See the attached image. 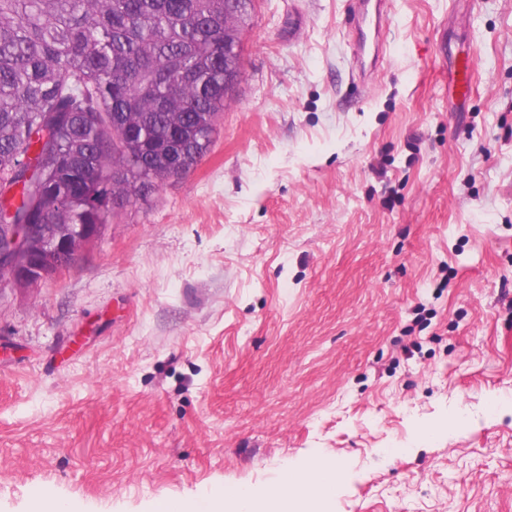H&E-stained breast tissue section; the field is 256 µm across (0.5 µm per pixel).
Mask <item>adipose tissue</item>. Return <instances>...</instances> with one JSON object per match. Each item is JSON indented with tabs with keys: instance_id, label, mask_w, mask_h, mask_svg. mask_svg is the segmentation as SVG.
I'll use <instances>...</instances> for the list:
<instances>
[{
	"instance_id": "ef3b65f1",
	"label": "adipose tissue",
	"mask_w": 512,
	"mask_h": 512,
	"mask_svg": "<svg viewBox=\"0 0 512 512\" xmlns=\"http://www.w3.org/2000/svg\"><path fill=\"white\" fill-rule=\"evenodd\" d=\"M343 482V472L330 460L316 457L306 467L284 471L281 486L258 497L241 487H220L193 498L171 501L173 512H288L299 507L306 489H316L321 501L332 499Z\"/></svg>"
}]
</instances>
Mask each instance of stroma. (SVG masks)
I'll use <instances>...</instances> for the list:
<instances>
[{
    "label": "stroma",
    "mask_w": 512,
    "mask_h": 512,
    "mask_svg": "<svg viewBox=\"0 0 512 512\" xmlns=\"http://www.w3.org/2000/svg\"><path fill=\"white\" fill-rule=\"evenodd\" d=\"M346 8L255 0L203 160L0 290V512L260 495L316 453L326 512H512V0H390L370 83ZM473 62L470 58H464L449 72L450 82L462 97H466L472 78Z\"/></svg>",
    "instance_id": "35a3bbf8"
}]
</instances>
